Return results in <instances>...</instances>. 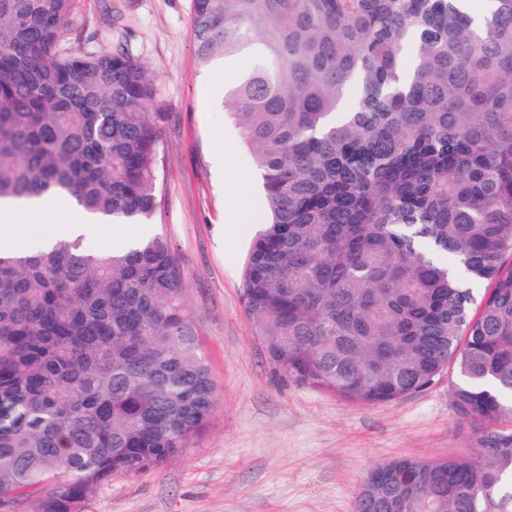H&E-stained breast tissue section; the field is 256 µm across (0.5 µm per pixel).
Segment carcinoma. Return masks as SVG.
<instances>
[{
	"label": "carcinoma",
	"instance_id": "obj_1",
	"mask_svg": "<svg viewBox=\"0 0 512 512\" xmlns=\"http://www.w3.org/2000/svg\"><path fill=\"white\" fill-rule=\"evenodd\" d=\"M75 0H0V200L158 208L153 80L125 50L64 53ZM194 0L268 220L244 302L274 367L375 405L455 366L477 454L374 467L355 512H512V0ZM490 288L476 298L473 286ZM169 240L0 254V505L85 512L117 475L194 447L216 406Z\"/></svg>",
	"mask_w": 512,
	"mask_h": 512
}]
</instances>
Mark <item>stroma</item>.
<instances>
[{"mask_svg": "<svg viewBox=\"0 0 512 512\" xmlns=\"http://www.w3.org/2000/svg\"><path fill=\"white\" fill-rule=\"evenodd\" d=\"M192 13L193 0H76L70 19L68 51L128 50L155 83L165 112L161 196L141 233L165 235L179 259L217 390L195 447L162 468L114 477L89 495L86 512H354L376 465L472 455L475 434L444 380L360 406L273 368L243 297L261 195L224 97L249 61L201 67Z\"/></svg>", "mask_w": 512, "mask_h": 512, "instance_id": "stroma-1", "label": "stroma"}]
</instances>
